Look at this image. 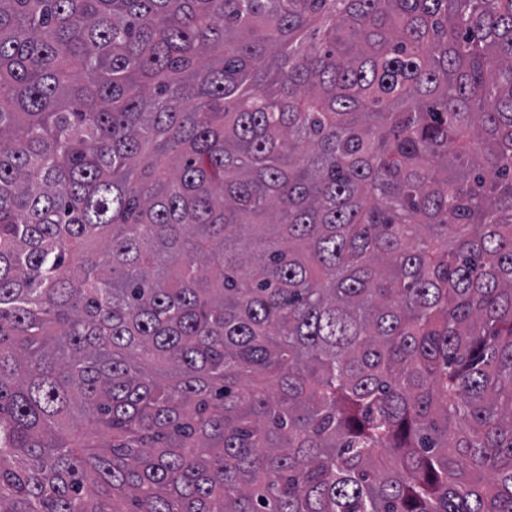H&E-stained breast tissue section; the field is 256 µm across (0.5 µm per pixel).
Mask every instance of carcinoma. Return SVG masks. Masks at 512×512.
Returning a JSON list of instances; mask_svg holds the SVG:
<instances>
[{
    "mask_svg": "<svg viewBox=\"0 0 512 512\" xmlns=\"http://www.w3.org/2000/svg\"><path fill=\"white\" fill-rule=\"evenodd\" d=\"M0 512H512V0H0Z\"/></svg>",
    "mask_w": 512,
    "mask_h": 512,
    "instance_id": "carcinoma-1",
    "label": "carcinoma"
}]
</instances>
